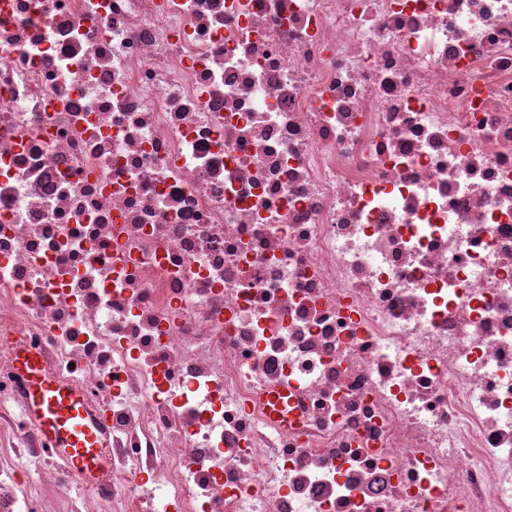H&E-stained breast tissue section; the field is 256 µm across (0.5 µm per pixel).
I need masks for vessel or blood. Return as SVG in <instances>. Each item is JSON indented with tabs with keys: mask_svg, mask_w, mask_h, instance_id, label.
<instances>
[{
	"mask_svg": "<svg viewBox=\"0 0 512 512\" xmlns=\"http://www.w3.org/2000/svg\"><path fill=\"white\" fill-rule=\"evenodd\" d=\"M16 366L27 380L26 411L39 422L52 447L65 449L72 473L79 478L102 464V442L79 392L70 384L48 377L40 355L32 350L18 355Z\"/></svg>",
	"mask_w": 512,
	"mask_h": 512,
	"instance_id": "vessel-or-blood-1",
	"label": "vessel or blood"
}]
</instances>
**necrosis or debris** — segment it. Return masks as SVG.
I'll return each instance as SVG.
<instances>
[{"label":"necrosis or debris","mask_w":512,"mask_h":512,"mask_svg":"<svg viewBox=\"0 0 512 512\" xmlns=\"http://www.w3.org/2000/svg\"><path fill=\"white\" fill-rule=\"evenodd\" d=\"M0 512H512V0H0ZM18 371L27 380L26 411L39 422L53 448H65L72 473L85 478L102 464V442L79 392L48 377L40 355L32 350L17 356Z\"/></svg>","instance_id":"1"}]
</instances>
